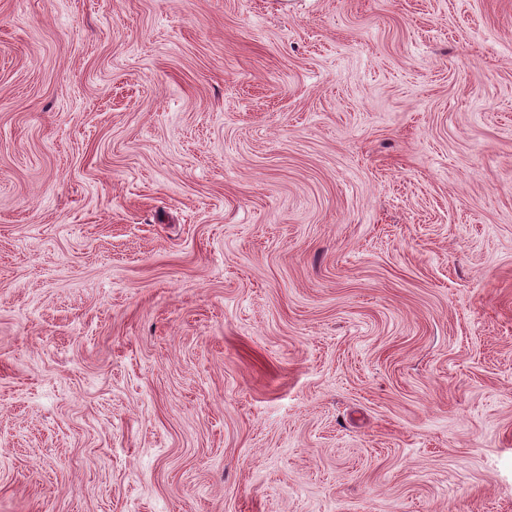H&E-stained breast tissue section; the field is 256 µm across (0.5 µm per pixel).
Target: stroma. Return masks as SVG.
Wrapping results in <instances>:
<instances>
[{"instance_id":"obj_1","label":"stroma","mask_w":512,"mask_h":512,"mask_svg":"<svg viewBox=\"0 0 512 512\" xmlns=\"http://www.w3.org/2000/svg\"><path fill=\"white\" fill-rule=\"evenodd\" d=\"M0 512H512V0H0Z\"/></svg>"}]
</instances>
